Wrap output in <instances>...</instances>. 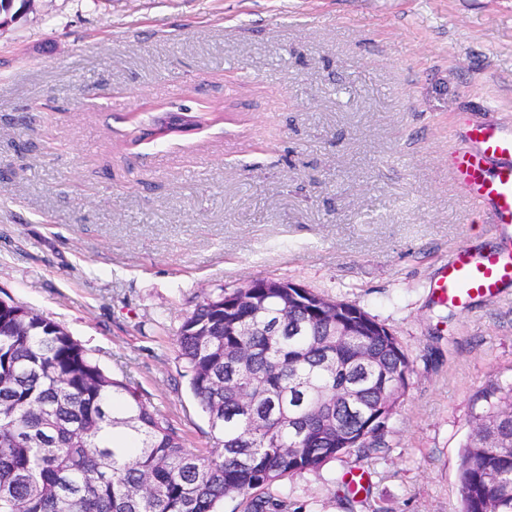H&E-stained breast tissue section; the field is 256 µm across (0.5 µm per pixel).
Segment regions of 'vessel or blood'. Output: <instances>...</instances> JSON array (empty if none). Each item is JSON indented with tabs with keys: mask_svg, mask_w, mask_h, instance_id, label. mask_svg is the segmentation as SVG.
I'll use <instances>...</instances> for the list:
<instances>
[{
	"mask_svg": "<svg viewBox=\"0 0 512 512\" xmlns=\"http://www.w3.org/2000/svg\"><path fill=\"white\" fill-rule=\"evenodd\" d=\"M448 166L470 201L488 212L499 236L492 250L454 253L434 283L440 299L466 308L512 282V129L493 120L471 125L449 152Z\"/></svg>",
	"mask_w": 512,
	"mask_h": 512,
	"instance_id": "vessel-or-blood-1",
	"label": "vessel or blood"
}]
</instances>
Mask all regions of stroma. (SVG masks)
I'll use <instances>...</instances> for the list:
<instances>
[{
  "mask_svg": "<svg viewBox=\"0 0 512 512\" xmlns=\"http://www.w3.org/2000/svg\"><path fill=\"white\" fill-rule=\"evenodd\" d=\"M221 118L163 139L131 112ZM512 127V0H35L0 26V298L211 447L176 342L259 277L364 309L410 361L386 447L268 493L299 512H460L482 394L512 389V287L433 284L496 243L455 184L465 124ZM138 146H131L133 138ZM370 477L348 506L340 478Z\"/></svg>",
  "mask_w": 512,
  "mask_h": 512,
  "instance_id": "stroma-1",
  "label": "stroma"
}]
</instances>
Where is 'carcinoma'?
Instances as JSON below:
<instances>
[{"label":"carcinoma","instance_id":"carcinoma-1","mask_svg":"<svg viewBox=\"0 0 512 512\" xmlns=\"http://www.w3.org/2000/svg\"><path fill=\"white\" fill-rule=\"evenodd\" d=\"M26 0H0L14 20ZM243 289L198 304L177 333L192 393L207 414L217 448H187L185 438L149 408L136 388L107 375L59 324L0 299V512H220L224 498L245 497L244 512H290L264 490L317 473L357 449L383 445L378 396L407 386L402 343L362 308L325 301L310 289L288 309V325L265 335V320L231 311ZM325 303L315 317L310 305ZM349 330L334 349L324 342L329 313ZM244 391L224 389V354ZM358 380L365 407L351 414L325 396ZM273 422L258 432L241 408ZM475 418L459 466L461 512H512V389L491 392ZM306 429L299 438L288 419Z\"/></svg>","mask_w":512,"mask_h":512}]
</instances>
